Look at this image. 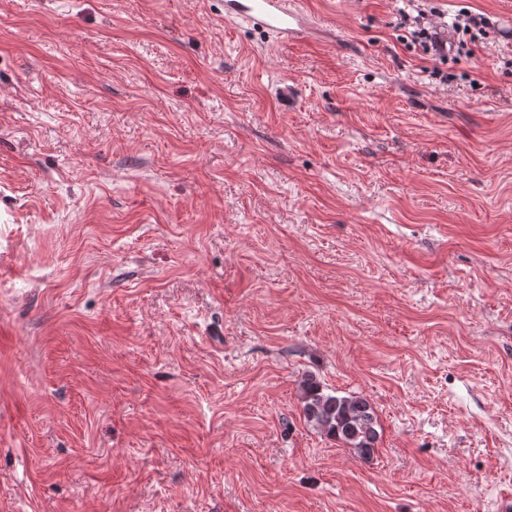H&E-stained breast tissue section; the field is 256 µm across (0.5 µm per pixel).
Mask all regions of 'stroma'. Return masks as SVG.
Segmentation results:
<instances>
[{"label": "stroma", "instance_id": "stroma-1", "mask_svg": "<svg viewBox=\"0 0 512 512\" xmlns=\"http://www.w3.org/2000/svg\"><path fill=\"white\" fill-rule=\"evenodd\" d=\"M299 2L0 0V512H512V0ZM224 18L245 20L290 44L313 30L310 17L298 8L289 7L288 0H224ZM403 7L397 9L399 16L398 29L410 38V44L419 46L423 53L429 55L434 62L430 76L439 82L448 81V72L441 65H447L453 55L460 52L470 54L489 33V19L481 13L467 8L459 10L449 23L447 15L434 8L425 9L415 4L414 0H401ZM406 2V3H405ZM299 390L302 414L308 424L353 448L362 459L373 457L381 433L376 412L366 398L326 393L312 374L303 377Z\"/></svg>", "mask_w": 512, "mask_h": 512}]
</instances>
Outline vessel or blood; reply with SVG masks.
<instances>
[{
  "mask_svg": "<svg viewBox=\"0 0 512 512\" xmlns=\"http://www.w3.org/2000/svg\"><path fill=\"white\" fill-rule=\"evenodd\" d=\"M224 17L245 20L290 44L300 41L313 30L310 17L289 7L288 0H224Z\"/></svg>",
  "mask_w": 512,
  "mask_h": 512,
  "instance_id": "1",
  "label": "vessel or blood"
}]
</instances>
